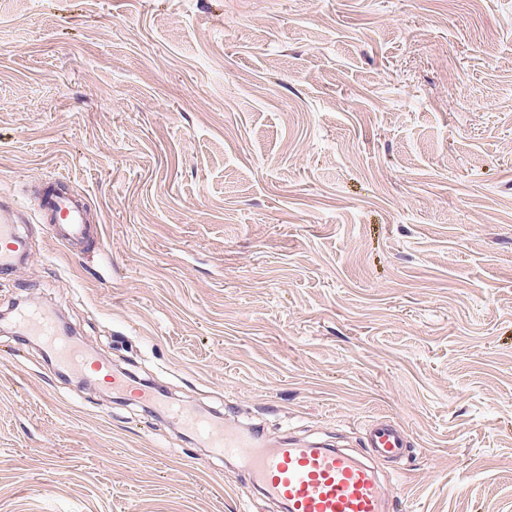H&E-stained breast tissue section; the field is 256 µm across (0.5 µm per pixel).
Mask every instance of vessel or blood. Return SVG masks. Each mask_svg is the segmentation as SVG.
<instances>
[{"instance_id":"vessel-or-blood-1","label":"vessel or blood","mask_w":512,"mask_h":512,"mask_svg":"<svg viewBox=\"0 0 512 512\" xmlns=\"http://www.w3.org/2000/svg\"><path fill=\"white\" fill-rule=\"evenodd\" d=\"M40 207L45 223L52 226L53 238L69 252H81L93 241L96 231L87 221L82 198L60 193L57 180H45ZM29 254L26 236L1 208L0 272L15 270ZM16 325L27 335L38 337L60 365L76 369L84 364L85 355L58 336L48 314L20 312ZM107 377L113 390L134 400L159 406L165 403L163 395L134 385L125 373L111 371ZM183 421L213 455L237 460L249 476L248 489L280 503L285 512H389L385 481L370 461L398 459L410 451L404 429L388 420L368 427L370 458L366 461L340 448L295 438L272 444L254 432L202 420L188 411Z\"/></svg>"}]
</instances>
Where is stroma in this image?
<instances>
[{"label":"stroma","mask_w":512,"mask_h":512,"mask_svg":"<svg viewBox=\"0 0 512 512\" xmlns=\"http://www.w3.org/2000/svg\"><path fill=\"white\" fill-rule=\"evenodd\" d=\"M2 204L33 257L0 274V512H280L177 407L354 449L391 420V512H512V0H0ZM61 183L47 179L40 192L41 215L45 224L52 225L53 238L63 243L71 253L83 251L98 235L88 224L83 199L57 190ZM17 327L29 336L38 339L52 352L56 361L67 368L77 369L87 357L61 336H57L55 323L51 316L41 311L27 310L16 318ZM95 367L98 371L106 370V377L112 386L113 391L129 393L133 400L163 406L166 404L164 396L147 387L134 385L131 378L119 371H109L108 365L97 362ZM366 445L371 458L393 460L410 452V441L404 429L389 420L372 423L366 431Z\"/></svg>","instance_id":"stroma-1"}]
</instances>
